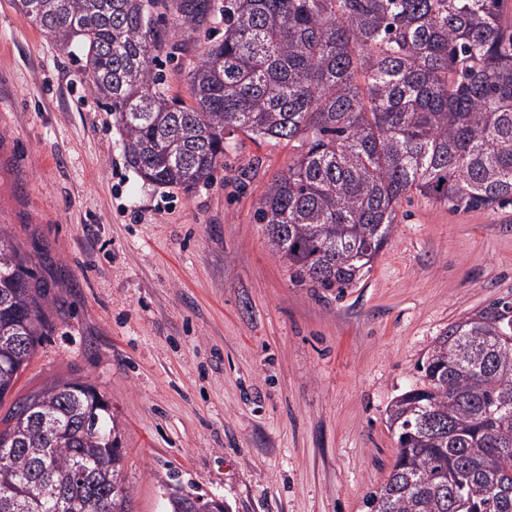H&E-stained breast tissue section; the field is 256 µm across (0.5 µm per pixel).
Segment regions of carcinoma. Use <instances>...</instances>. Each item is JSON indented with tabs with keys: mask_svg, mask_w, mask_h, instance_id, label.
<instances>
[{
	"mask_svg": "<svg viewBox=\"0 0 512 512\" xmlns=\"http://www.w3.org/2000/svg\"><path fill=\"white\" fill-rule=\"evenodd\" d=\"M49 39L85 53L128 164L194 188L224 136L300 143L255 218L294 277L348 288L391 237L402 199L512 204V30L503 0H181L224 37L189 74L196 105L161 90L154 0H19ZM55 297L0 225V404L42 337ZM512 302L448 326L422 383L391 405L396 460L371 512H512ZM0 429V512H130L118 429L73 378L15 400ZM201 497L169 498L190 512Z\"/></svg>",
	"mask_w": 512,
	"mask_h": 512,
	"instance_id": "carcinoma-1",
	"label": "carcinoma"
}]
</instances>
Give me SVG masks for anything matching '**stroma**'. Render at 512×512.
<instances>
[{
    "mask_svg": "<svg viewBox=\"0 0 512 512\" xmlns=\"http://www.w3.org/2000/svg\"><path fill=\"white\" fill-rule=\"evenodd\" d=\"M156 0L164 88L208 35ZM297 148L227 136L212 180L145 181L127 163L85 57L0 0V224L57 287L59 319L13 391L57 378L103 395L132 512L177 490L227 512H370L395 459L388 410L448 326L512 301V205L451 210L415 195L374 266L338 290L294 278L255 212Z\"/></svg>",
    "mask_w": 512,
    "mask_h": 512,
    "instance_id": "obj_1",
    "label": "stroma"
}]
</instances>
